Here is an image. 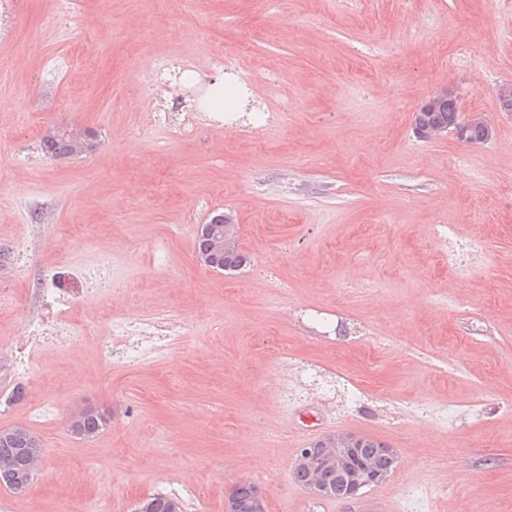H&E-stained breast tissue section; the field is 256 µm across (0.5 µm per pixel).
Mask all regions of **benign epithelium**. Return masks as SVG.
Masks as SVG:
<instances>
[{
	"label": "benign epithelium",
	"mask_w": 512,
	"mask_h": 512,
	"mask_svg": "<svg viewBox=\"0 0 512 512\" xmlns=\"http://www.w3.org/2000/svg\"><path fill=\"white\" fill-rule=\"evenodd\" d=\"M458 106V99L448 88L443 87L433 92L420 106L419 110L435 109L442 104ZM473 126H481L485 130L487 140L494 138V128L480 112H472L453 129L440 125L421 126L414 128L417 137L424 140L439 139L449 133L457 140L464 142L467 133ZM64 133L72 143L73 155L89 154L96 149L95 135L89 129H76L71 127H49L45 136L52 137L57 133ZM220 228L215 230L212 239V249L207 255L198 257L199 262L208 267L217 266L216 258L224 251L239 247L237 226L224 217L215 220ZM361 437L349 432H336L321 439L320 447L309 445L297 451L295 467L308 471L309 481L305 489L317 498L350 499L369 485L384 481L388 473L378 470L369 459H362L354 463L358 457V448ZM336 475V484L328 483L326 474ZM35 476L32 467H27L23 473L15 471L13 464L4 459L0 461V486L8 487L16 492L27 489Z\"/></svg>",
	"instance_id": "7a95c632"
}]
</instances>
